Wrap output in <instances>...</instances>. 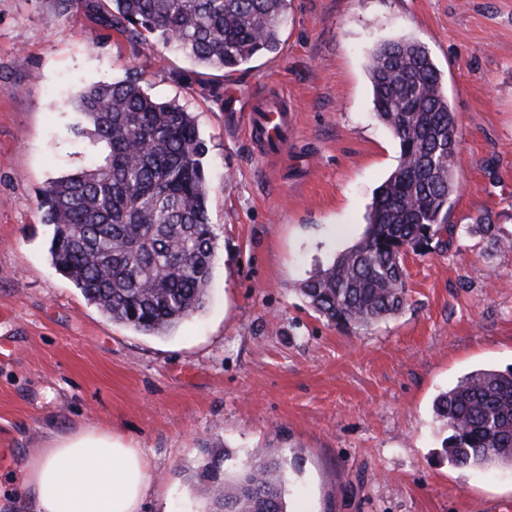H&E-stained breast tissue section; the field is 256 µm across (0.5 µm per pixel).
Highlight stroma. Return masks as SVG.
I'll use <instances>...</instances> for the list:
<instances>
[{
    "label": "stroma",
    "instance_id": "35a3bbf8",
    "mask_svg": "<svg viewBox=\"0 0 512 512\" xmlns=\"http://www.w3.org/2000/svg\"><path fill=\"white\" fill-rule=\"evenodd\" d=\"M429 49L458 115L448 246L405 258V308L341 328L298 291L361 237L398 145L374 116L368 51ZM137 79L192 112L217 259L203 309L165 336L112 322L55 271L39 193L94 151L80 87ZM288 96L287 160L245 133L250 101ZM512 0H290L278 54L231 75L95 24L76 0H0V512H22L19 458L55 434L112 431L142 450L143 512H204L206 448L298 453L289 512H480L512 468L448 462L436 396L512 368Z\"/></svg>",
    "mask_w": 512,
    "mask_h": 512
}]
</instances>
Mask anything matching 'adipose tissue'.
I'll use <instances>...</instances> for the list:
<instances>
[{
	"label": "adipose tissue",
	"instance_id": "obj_1",
	"mask_svg": "<svg viewBox=\"0 0 512 512\" xmlns=\"http://www.w3.org/2000/svg\"><path fill=\"white\" fill-rule=\"evenodd\" d=\"M23 468L26 512H142L151 490L141 450L108 431L58 435Z\"/></svg>",
	"mask_w": 512,
	"mask_h": 512
}]
</instances>
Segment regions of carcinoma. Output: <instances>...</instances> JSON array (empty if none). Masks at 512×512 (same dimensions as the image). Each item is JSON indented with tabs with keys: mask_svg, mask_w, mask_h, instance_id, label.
I'll use <instances>...</instances> for the list:
<instances>
[{
	"mask_svg": "<svg viewBox=\"0 0 512 512\" xmlns=\"http://www.w3.org/2000/svg\"><path fill=\"white\" fill-rule=\"evenodd\" d=\"M289 0H84L105 25L136 42L152 37L202 68L232 72L275 52ZM367 73L377 120L398 143L394 171L377 189L355 245L301 282L299 291L327 322L365 328L407 303L408 253L443 245L457 189L458 116L428 48L412 37L375 46ZM96 148L91 166L41 192L53 226L54 268L112 321L165 335L200 310L216 257L210 189L195 117L135 80L97 82L73 99ZM478 227L493 250L512 247L488 218ZM433 410L461 467L511 466L512 369L481 368L440 393ZM207 451L195 478L209 512H286L289 469L280 448H259L227 466Z\"/></svg>",
	"mask_w": 512,
	"mask_h": 512,
	"instance_id": "obj_1",
	"label": "carcinoma"
}]
</instances>
